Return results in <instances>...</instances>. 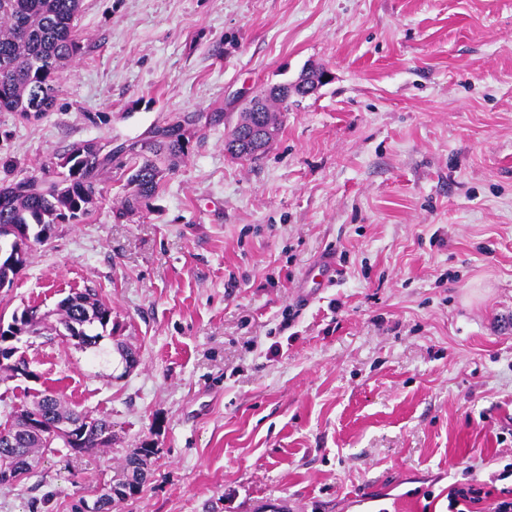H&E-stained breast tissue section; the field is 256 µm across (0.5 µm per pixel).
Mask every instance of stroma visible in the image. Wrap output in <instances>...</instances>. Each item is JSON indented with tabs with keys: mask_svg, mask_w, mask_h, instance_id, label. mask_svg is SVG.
<instances>
[{
	"mask_svg": "<svg viewBox=\"0 0 512 512\" xmlns=\"http://www.w3.org/2000/svg\"><path fill=\"white\" fill-rule=\"evenodd\" d=\"M83 53L43 118L0 112V187L72 145L189 127L188 156L120 216L113 170L91 213L54 225L0 318L70 290L112 307L93 358L21 344L0 425L49 389L112 422V445L45 453L0 512H72L143 441L151 478L113 512H448L512 463V0H84ZM319 64L266 153L231 160L242 100ZM336 282L299 305L325 255Z\"/></svg>",
	"mask_w": 512,
	"mask_h": 512,
	"instance_id": "35a3bbf8",
	"label": "stroma"
}]
</instances>
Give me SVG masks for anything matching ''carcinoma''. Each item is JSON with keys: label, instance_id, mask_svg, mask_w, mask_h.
I'll use <instances>...</instances> for the list:
<instances>
[{"label": "carcinoma", "instance_id": "cac0c4a2", "mask_svg": "<svg viewBox=\"0 0 512 512\" xmlns=\"http://www.w3.org/2000/svg\"><path fill=\"white\" fill-rule=\"evenodd\" d=\"M83 0H0V112H17L27 118H42L53 111L59 93L60 75L82 52L77 27ZM288 111L280 95H269L258 103L242 107L237 128L238 146L233 160H255L264 150L253 146L263 129L278 130L279 115ZM199 116L187 113L155 124L141 141L121 143L102 152L94 143L73 146L55 165L48 162L23 174L0 189V284H12L25 266L32 249L44 243L55 224L79 223L101 194L104 176L112 162L124 168L133 191L124 197L121 210L133 213L149 205L166 175L174 172L189 153L187 127ZM55 320L39 317L25 309L12 316L27 336H57L80 339L84 349L102 358L108 351L101 341L112 338V307L91 290L76 292L61 300L53 311ZM27 361L12 351H0V372L14 378L23 374ZM32 410L50 423L73 425L70 438L60 444L43 433L17 421L10 439L0 438V468L9 478L32 474L39 458L58 447L88 452L112 444V421L97 418L89 428L79 423L84 413L66 407L52 393L43 394ZM155 448L145 441L127 455L120 476L113 485L120 489L103 491L95 500V512H112L115 505L139 495L148 478V463Z\"/></svg>", "mask_w": 512, "mask_h": 512}]
</instances>
